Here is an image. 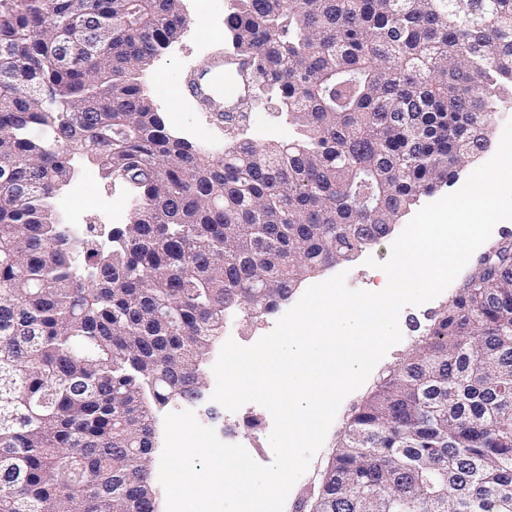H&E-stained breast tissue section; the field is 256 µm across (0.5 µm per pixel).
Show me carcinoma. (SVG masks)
<instances>
[{
  "mask_svg": "<svg viewBox=\"0 0 512 512\" xmlns=\"http://www.w3.org/2000/svg\"><path fill=\"white\" fill-rule=\"evenodd\" d=\"M181 2L0 0V512H155L144 394L180 399L224 310L273 311L386 237L512 100V0H231L228 51L300 137L215 159L132 78L181 38ZM77 154L135 199L107 249L53 218ZM424 501L512 512L511 242L352 406L316 510Z\"/></svg>",
  "mask_w": 512,
  "mask_h": 512,
  "instance_id": "1",
  "label": "carcinoma"
}]
</instances>
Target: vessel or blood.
<instances>
[{
	"label": "vessel or blood",
	"instance_id": "vessel-or-blood-1",
	"mask_svg": "<svg viewBox=\"0 0 512 512\" xmlns=\"http://www.w3.org/2000/svg\"><path fill=\"white\" fill-rule=\"evenodd\" d=\"M247 69V61L231 54L209 59L203 63L191 93L209 111H234L250 94Z\"/></svg>",
	"mask_w": 512,
	"mask_h": 512
}]
</instances>
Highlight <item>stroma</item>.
Segmentation results:
<instances>
[{
    "label": "stroma",
    "mask_w": 512,
    "mask_h": 512,
    "mask_svg": "<svg viewBox=\"0 0 512 512\" xmlns=\"http://www.w3.org/2000/svg\"><path fill=\"white\" fill-rule=\"evenodd\" d=\"M228 5L229 0H183L184 11L190 21L189 27L181 39L139 74L141 86L152 99L155 109L163 113L172 132L204 147L217 158L223 155L225 145L234 140L237 123H217L212 113L206 112L198 102L180 95L179 88L196 78L201 64L207 58L223 55L224 18ZM245 122L251 139L261 146L286 141L297 135L296 126L274 100L249 102L245 107ZM72 164V179L51 201L54 214H61V202L68 198L73 200L82 225L118 228L126 224L134 208V201L126 188L120 182L103 179L96 168L82 156H75ZM392 243V238H384L368 246L363 254L352 260L312 275L310 281L316 284L342 273L345 274L346 284L350 289L375 288L382 281L381 271L367 266L365 260L370 256L379 261L386 260ZM461 285V280H454L437 298L419 306L405 307L401 311L399 325L403 339L390 348L378 363V370L396 368L407 359L413 345L428 333L435 314L450 303ZM221 347V342H214L204 361V397L195 406V417L201 425L214 429L220 440L248 447L256 462L262 465L271 464L273 458L268 448L273 419L268 410L258 404L247 403L237 411L230 412L212 399L216 386L212 367ZM363 395V390L359 389L344 399L308 471L290 490L284 512H299L301 503L317 494L321 475L336 446L344 420L350 408Z\"/></svg>",
    "instance_id": "obj_1"
}]
</instances>
